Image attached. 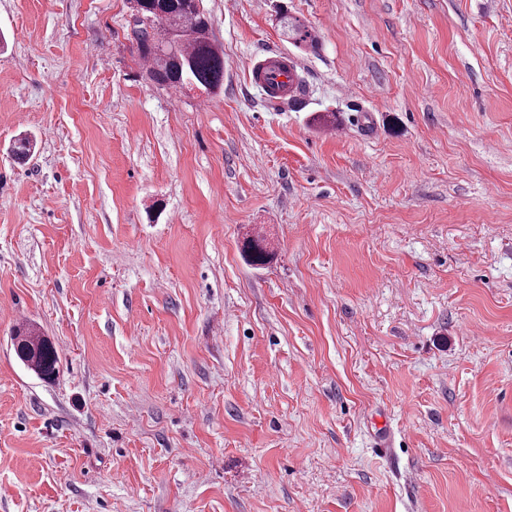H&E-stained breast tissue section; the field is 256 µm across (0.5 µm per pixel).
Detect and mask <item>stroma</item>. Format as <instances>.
<instances>
[{
	"instance_id": "stroma-1",
	"label": "stroma",
	"mask_w": 512,
	"mask_h": 512,
	"mask_svg": "<svg viewBox=\"0 0 512 512\" xmlns=\"http://www.w3.org/2000/svg\"><path fill=\"white\" fill-rule=\"evenodd\" d=\"M203 6L209 96L0 0V512H512V0ZM297 70V63L286 53L267 50L252 69V80L261 85L270 99L293 95L294 84H288V71ZM19 360L42 379H52L58 373V354L54 344L32 329L14 338Z\"/></svg>"
}]
</instances>
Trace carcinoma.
<instances>
[{"instance_id": "obj_1", "label": "carcinoma", "mask_w": 512, "mask_h": 512, "mask_svg": "<svg viewBox=\"0 0 512 512\" xmlns=\"http://www.w3.org/2000/svg\"><path fill=\"white\" fill-rule=\"evenodd\" d=\"M134 15L148 24L132 27L137 52L148 64V77L163 88L182 89L187 82L207 92L224 85V52L212 39L211 20L202 0H135ZM249 260L264 264L269 252L257 233L243 246ZM19 360L42 379L58 373L54 344L32 329L14 338Z\"/></svg>"}]
</instances>
